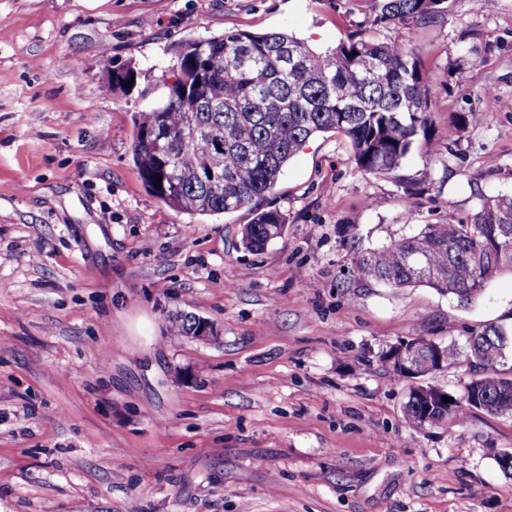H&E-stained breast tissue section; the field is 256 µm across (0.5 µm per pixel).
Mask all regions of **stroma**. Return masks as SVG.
<instances>
[{
  "label": "stroma",
  "mask_w": 512,
  "mask_h": 512,
  "mask_svg": "<svg viewBox=\"0 0 512 512\" xmlns=\"http://www.w3.org/2000/svg\"><path fill=\"white\" fill-rule=\"evenodd\" d=\"M0 25V512H512L490 455L512 450V417L410 427L412 382L380 359L511 330L512 273L466 308L352 273L512 195V0L386 28L366 0H0ZM365 28L434 85L408 187L360 172L344 135L312 137L259 253L240 244L250 210L189 216L148 192L135 121L180 42L285 31L323 51ZM177 311L220 337L172 336Z\"/></svg>",
  "instance_id": "35a3bbf8"
}]
</instances>
